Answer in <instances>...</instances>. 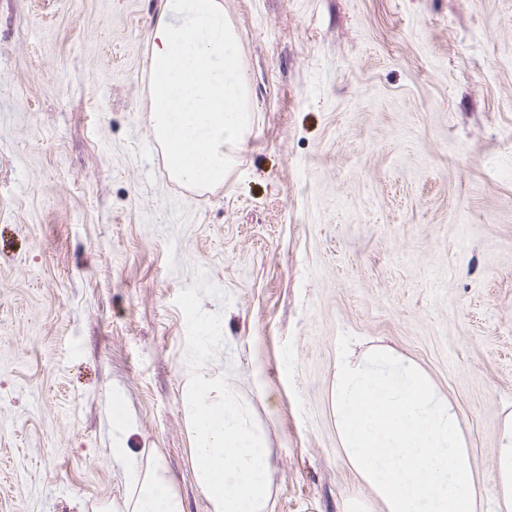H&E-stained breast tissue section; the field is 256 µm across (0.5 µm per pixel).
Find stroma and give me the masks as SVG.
Segmentation results:
<instances>
[{"mask_svg": "<svg viewBox=\"0 0 512 512\" xmlns=\"http://www.w3.org/2000/svg\"><path fill=\"white\" fill-rule=\"evenodd\" d=\"M249 77L224 183L153 146L159 0H0V512H123L112 446L208 512L182 403L197 271L211 374L270 451L269 512L381 504L346 465L336 346L386 345L458 407L479 476L512 411V0H223Z\"/></svg>", "mask_w": 512, "mask_h": 512, "instance_id": "35a3bbf8", "label": "stroma"}]
</instances>
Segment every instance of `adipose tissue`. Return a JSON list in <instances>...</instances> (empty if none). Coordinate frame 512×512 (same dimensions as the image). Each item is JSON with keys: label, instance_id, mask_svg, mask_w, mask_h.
<instances>
[{"label": "adipose tissue", "instance_id": "1", "mask_svg": "<svg viewBox=\"0 0 512 512\" xmlns=\"http://www.w3.org/2000/svg\"><path fill=\"white\" fill-rule=\"evenodd\" d=\"M152 129L170 173L195 187L223 184L249 131V79L221 0H160L149 55ZM332 411L346 464L384 512H512V412L496 468L479 480L456 407L417 364L387 346L336 352ZM112 457L133 489L126 512H183L160 463L127 446L134 424L112 397Z\"/></svg>", "mask_w": 512, "mask_h": 512}]
</instances>
